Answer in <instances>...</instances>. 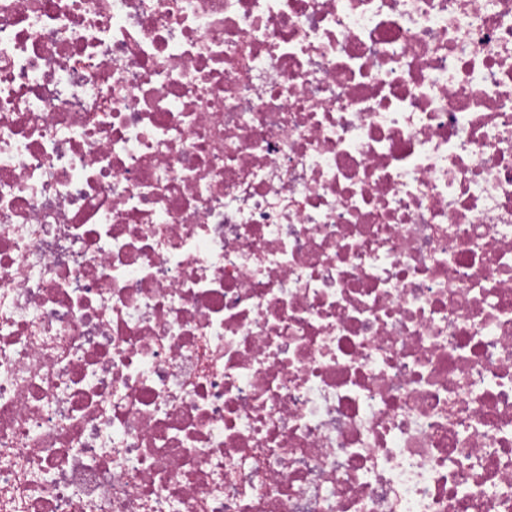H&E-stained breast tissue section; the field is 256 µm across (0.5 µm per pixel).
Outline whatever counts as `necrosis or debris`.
Segmentation results:
<instances>
[{
	"label": "necrosis or debris",
	"instance_id": "1",
	"mask_svg": "<svg viewBox=\"0 0 512 512\" xmlns=\"http://www.w3.org/2000/svg\"><path fill=\"white\" fill-rule=\"evenodd\" d=\"M0 512H512V0H0Z\"/></svg>",
	"mask_w": 512,
	"mask_h": 512
}]
</instances>
